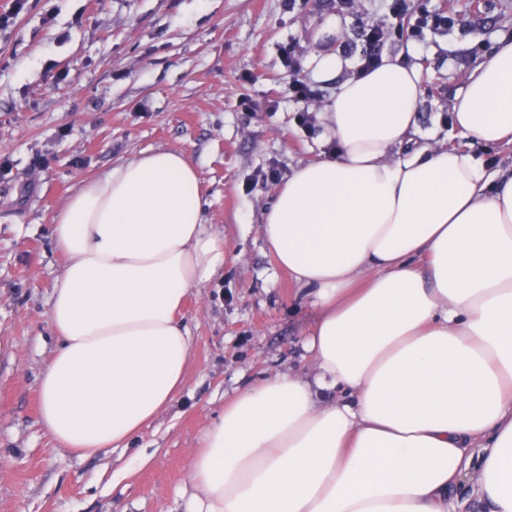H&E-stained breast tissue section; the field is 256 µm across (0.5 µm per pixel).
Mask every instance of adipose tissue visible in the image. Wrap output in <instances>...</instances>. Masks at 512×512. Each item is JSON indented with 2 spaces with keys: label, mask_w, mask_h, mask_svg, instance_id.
<instances>
[{
  "label": "adipose tissue",
  "mask_w": 512,
  "mask_h": 512,
  "mask_svg": "<svg viewBox=\"0 0 512 512\" xmlns=\"http://www.w3.org/2000/svg\"><path fill=\"white\" fill-rule=\"evenodd\" d=\"M314 63L337 84L322 114L336 153L295 169L261 223L312 310V375L276 371L225 402L190 458L188 512H448L468 476L480 512H512V169L418 146L421 73L400 58L345 80L336 53ZM452 124L512 142V40ZM51 238L66 264L40 421L88 458L176 400L192 358L179 310L223 270L224 238L196 167L164 148L83 182Z\"/></svg>",
  "instance_id": "adipose-tissue-1"
}]
</instances>
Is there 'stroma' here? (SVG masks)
<instances>
[{
  "label": "stroma",
  "instance_id": "1",
  "mask_svg": "<svg viewBox=\"0 0 512 512\" xmlns=\"http://www.w3.org/2000/svg\"><path fill=\"white\" fill-rule=\"evenodd\" d=\"M453 26L423 42L391 38L388 56L422 72L415 138L512 167V143L452 131L455 98L498 42L512 0H423ZM384 0H29L0 30V512H186L188 465L225 401L275 370L307 374L311 323L260 231L295 168L328 156L323 125L298 124L291 76L346 52ZM295 70H288L287 59ZM187 153L206 220L224 235V272L192 289L181 313L194 350L177 400L124 448L77 458L38 412V377L58 341L48 319L63 256L53 214L85 180L151 149ZM136 455L147 465H132Z\"/></svg>",
  "mask_w": 512,
  "mask_h": 512
}]
</instances>
